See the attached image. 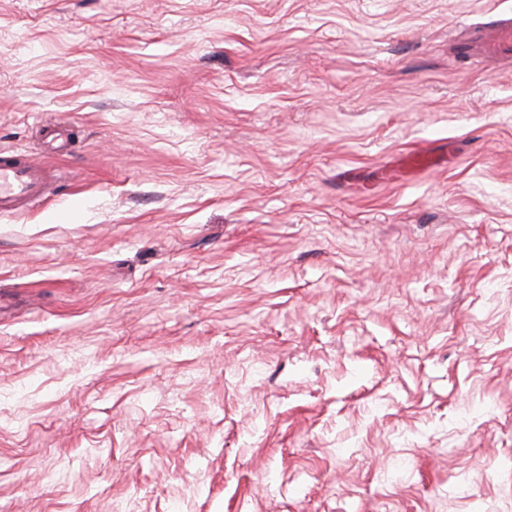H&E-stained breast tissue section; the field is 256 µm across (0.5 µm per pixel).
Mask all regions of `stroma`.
Wrapping results in <instances>:
<instances>
[{"label":"stroma","instance_id":"obj_1","mask_svg":"<svg viewBox=\"0 0 512 512\" xmlns=\"http://www.w3.org/2000/svg\"><path fill=\"white\" fill-rule=\"evenodd\" d=\"M503 14L0 0V512H512ZM484 48L491 55L512 56V18L499 20L491 26ZM50 163L28 161L22 154L0 152V214H18L41 202L53 183H65Z\"/></svg>","mask_w":512,"mask_h":512}]
</instances>
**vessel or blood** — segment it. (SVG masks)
Returning <instances> with one entry per match:
<instances>
[{"label": "vessel or blood", "instance_id": "vessel-or-blood-1", "mask_svg": "<svg viewBox=\"0 0 512 512\" xmlns=\"http://www.w3.org/2000/svg\"><path fill=\"white\" fill-rule=\"evenodd\" d=\"M491 55L512 56V18L492 25L485 43ZM61 171L48 163L27 160L22 154L0 152V214H18L41 202L55 183H63Z\"/></svg>", "mask_w": 512, "mask_h": 512}]
</instances>
